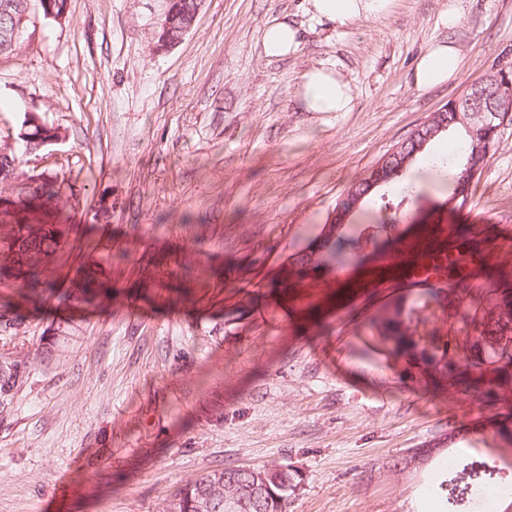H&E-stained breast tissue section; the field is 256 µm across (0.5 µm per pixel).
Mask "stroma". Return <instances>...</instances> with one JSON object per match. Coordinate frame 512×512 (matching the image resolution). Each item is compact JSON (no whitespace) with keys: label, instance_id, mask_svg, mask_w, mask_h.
Returning a JSON list of instances; mask_svg holds the SVG:
<instances>
[{"label":"stroma","instance_id":"1","mask_svg":"<svg viewBox=\"0 0 512 512\" xmlns=\"http://www.w3.org/2000/svg\"><path fill=\"white\" fill-rule=\"evenodd\" d=\"M306 5L204 0L158 52L165 0H68L65 21L33 17L0 58V142L30 110L63 130L20 170L56 173L80 199L64 258L44 271L70 300L0 285V305L24 318L0 348L28 357L0 413V512H169L214 469L271 465L300 475L288 512H442L436 459L395 466L415 448L481 456L512 481L494 425L512 394L464 399L379 352L369 321L419 291L349 286L431 224L451 226L442 246L463 275L512 283V249L477 259L512 229V119L466 208L451 210L447 182L419 162V194L402 204L414 224L380 235L333 285L285 278L353 182L468 84L512 70V0H395L346 24ZM280 20L302 45L269 58L262 35ZM443 41L459 48L455 77L415 88L417 59ZM321 66L349 82L352 111H301L298 85ZM14 195L0 183V228L61 224L55 204L6 208ZM75 268L93 288L69 286Z\"/></svg>","mask_w":512,"mask_h":512}]
</instances>
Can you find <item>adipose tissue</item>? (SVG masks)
Returning <instances> with one entry per match:
<instances>
[{
  "label": "adipose tissue",
  "instance_id": "adipose-tissue-1",
  "mask_svg": "<svg viewBox=\"0 0 512 512\" xmlns=\"http://www.w3.org/2000/svg\"><path fill=\"white\" fill-rule=\"evenodd\" d=\"M314 17L344 23L379 19L392 9L395 0H308ZM459 52L455 45L437 43L418 59L413 69L417 89L427 90L450 80L458 67ZM297 98L306 112H348L352 97L348 82L334 70L323 67L308 69L297 90Z\"/></svg>",
  "mask_w": 512,
  "mask_h": 512
}]
</instances>
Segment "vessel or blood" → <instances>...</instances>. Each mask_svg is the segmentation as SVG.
I'll return each mask as SVG.
<instances>
[{
  "label": "vessel or blood",
  "mask_w": 512,
  "mask_h": 512,
  "mask_svg": "<svg viewBox=\"0 0 512 512\" xmlns=\"http://www.w3.org/2000/svg\"><path fill=\"white\" fill-rule=\"evenodd\" d=\"M447 233V225L433 224L423 227L419 236L401 239L380 273L381 282L404 278L419 285L444 287L448 262L437 258L433 249Z\"/></svg>",
  "instance_id": "vessel-or-blood-1"
}]
</instances>
